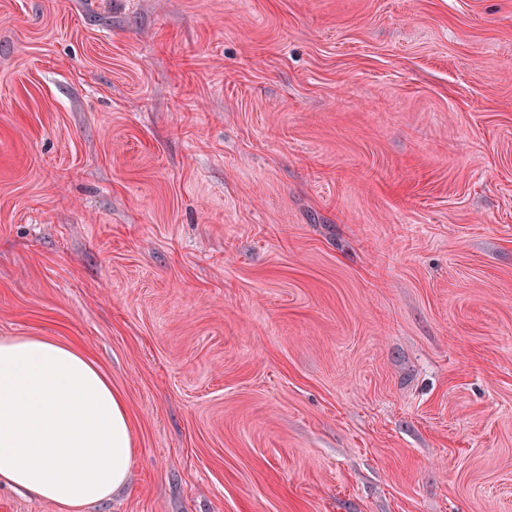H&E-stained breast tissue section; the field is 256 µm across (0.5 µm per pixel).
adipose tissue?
I'll list each match as a JSON object with an SVG mask.
<instances>
[{
	"mask_svg": "<svg viewBox=\"0 0 512 512\" xmlns=\"http://www.w3.org/2000/svg\"><path fill=\"white\" fill-rule=\"evenodd\" d=\"M132 448L123 397L79 346L0 340V481L84 512L126 485Z\"/></svg>",
	"mask_w": 512,
	"mask_h": 512,
	"instance_id": "adipose-tissue-1",
	"label": "adipose tissue"
}]
</instances>
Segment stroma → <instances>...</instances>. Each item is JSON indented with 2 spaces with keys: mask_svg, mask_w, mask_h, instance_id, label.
Returning <instances> with one entry per match:
<instances>
[{
  "mask_svg": "<svg viewBox=\"0 0 512 512\" xmlns=\"http://www.w3.org/2000/svg\"><path fill=\"white\" fill-rule=\"evenodd\" d=\"M133 425L87 512H512V0H0V339Z\"/></svg>",
  "mask_w": 512,
  "mask_h": 512,
  "instance_id": "obj_1",
  "label": "stroma"
}]
</instances>
